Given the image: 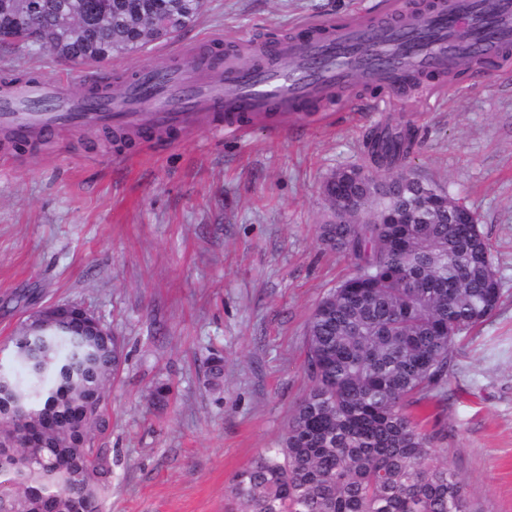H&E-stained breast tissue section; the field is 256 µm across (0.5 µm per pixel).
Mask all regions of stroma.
Instances as JSON below:
<instances>
[{"label":"stroma","instance_id":"stroma-1","mask_svg":"<svg viewBox=\"0 0 512 512\" xmlns=\"http://www.w3.org/2000/svg\"><path fill=\"white\" fill-rule=\"evenodd\" d=\"M380 4L209 0L179 40H279L300 20ZM60 73L83 89L84 73L49 52H0V80ZM398 123L417 133L415 174L477 213L503 293L464 342L447 398L411 412L477 512H512V64L468 66L401 96L361 84L279 131L200 128L125 148L82 127L20 150L0 143V347L52 303L86 307L124 346L96 441L112 460L101 512H230L235 474L281 443L308 389L313 308L353 271L319 238L331 218L322 182L363 164L367 129ZM160 381L171 392L157 400Z\"/></svg>","mask_w":512,"mask_h":512}]
</instances>
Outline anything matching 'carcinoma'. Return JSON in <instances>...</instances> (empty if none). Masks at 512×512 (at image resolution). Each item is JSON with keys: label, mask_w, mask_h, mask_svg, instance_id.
Wrapping results in <instances>:
<instances>
[{"label": "carcinoma", "mask_w": 512, "mask_h": 512, "mask_svg": "<svg viewBox=\"0 0 512 512\" xmlns=\"http://www.w3.org/2000/svg\"><path fill=\"white\" fill-rule=\"evenodd\" d=\"M102 3L87 22L76 12V38L52 6L27 44L45 47L75 67L144 49L141 34L155 10L179 5L195 23L207 0H71ZM407 125L371 128L363 153L373 179L357 182L349 168L331 173L353 201L355 221L323 224L320 239L349 257L351 277L323 297L306 327L310 387L296 405L286 437L264 448L236 475L239 512H477L467 485L408 407L440 398L456 366L462 335L484 323L501 302L500 280L481 224H464L471 209L453 194L427 205L440 187L416 177V145ZM409 212L411 224H383ZM124 362L108 327L61 323L39 336H14L0 361V444L13 465H0V512H100L112 473L96 439ZM20 364L26 377L15 376Z\"/></svg>", "instance_id": "carcinoma-1"}]
</instances>
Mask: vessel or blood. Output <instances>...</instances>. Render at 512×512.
<instances>
[{
  "label": "vessel or blood",
  "mask_w": 512,
  "mask_h": 512,
  "mask_svg": "<svg viewBox=\"0 0 512 512\" xmlns=\"http://www.w3.org/2000/svg\"><path fill=\"white\" fill-rule=\"evenodd\" d=\"M385 11L387 20L377 21L358 7L334 28L307 24L302 35L233 45L221 54H165L154 66L122 71L123 103L96 112L86 111L85 96L101 90L97 79L88 78L76 94L68 79L37 77L0 90V128L26 134L98 124L136 137L198 127L240 134L254 122L287 125L317 111L336 88L377 78L363 67L371 56L390 60L391 85L399 91L408 71L448 69L455 34H469L493 59L512 52V0H498L490 16L483 0H441L422 22L404 0H388Z\"/></svg>",
  "instance_id": "1"
}]
</instances>
